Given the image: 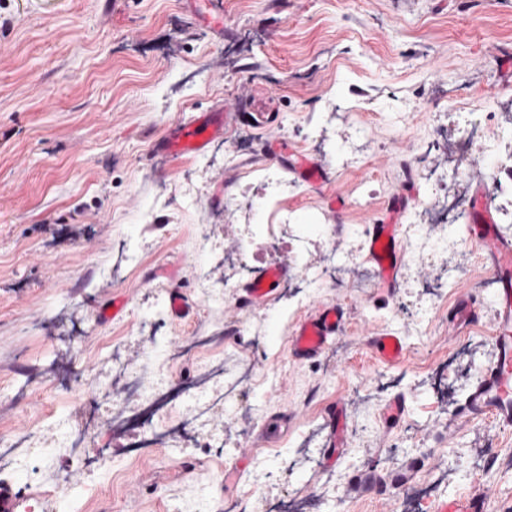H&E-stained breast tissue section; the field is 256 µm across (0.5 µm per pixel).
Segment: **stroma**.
I'll use <instances>...</instances> for the list:
<instances>
[{"label":"stroma","mask_w":512,"mask_h":512,"mask_svg":"<svg viewBox=\"0 0 512 512\" xmlns=\"http://www.w3.org/2000/svg\"><path fill=\"white\" fill-rule=\"evenodd\" d=\"M224 15L223 30L206 20ZM269 98L277 116L265 128L240 120L243 151L214 141L199 155L170 161L151 146L180 121L235 105L258 108ZM358 111H348L351 102ZM499 135L497 153L462 143L464 114ZM276 137L324 169L303 179L287 154L267 152ZM512 0H0V437L23 434L46 413H77L100 389L92 376L100 347L120 337L130 368L146 354L134 331L137 308L157 292L181 288L191 307L183 319L154 322L158 335L198 336L231 369L274 372L272 387L243 391L241 410L218 421L224 446L211 460L151 444L181 414H140L124 432L104 427L111 472L91 477L64 469L59 481L4 471L0 485L41 491L68 505L83 491L82 512H165L168 499L203 484L213 512L233 500L240 512H272L282 500L295 512H431L440 500L489 489L488 512H512V431L492 418L459 423L455 415L493 359L492 322L455 333L448 312L469 291L492 312V280L467 222L434 228L450 247L447 263L405 254L408 277L386 291L375 274L320 280L305 311L342 303L343 336L315 363H301L288 343L297 315L279 298L237 310L243 288L225 285V251L254 266L277 265L289 277L335 252L343 264L369 263L368 226L398 196L396 215L411 224L417 206L472 180L497 173L502 190L491 214L512 238ZM279 173L287 189L278 205L307 236L269 254L246 227L265 223L273 205L262 176ZM366 191L373 208L352 202ZM221 242L206 248L202 236ZM139 260L113 275L123 246ZM207 275L225 293L217 312L202 308L194 280ZM449 277L435 302L426 282ZM117 316H104L112 300ZM386 330L404 345L395 362L378 358L364 326ZM79 378L71 389L65 378ZM404 396L402 422L386 421L393 397ZM260 403L254 417L244 408ZM342 404L346 443L327 465L325 412ZM284 419V438L303 424L318 430L317 477L271 464L258 475L249 459L236 482L224 469L242 449L266 446V421ZM434 455L387 502L354 493L349 474L374 467L382 478Z\"/></svg>","instance_id":"stroma-1"}]
</instances>
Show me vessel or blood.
Here are the masks:
<instances>
[{
  "label": "vessel or blood",
  "instance_id": "1",
  "mask_svg": "<svg viewBox=\"0 0 512 512\" xmlns=\"http://www.w3.org/2000/svg\"><path fill=\"white\" fill-rule=\"evenodd\" d=\"M237 110L219 108L207 118L191 119L179 123L170 137L157 141L155 152L177 159L189 154H199L213 141L223 139L226 131L236 124ZM483 182L473 185V210L475 222L468 235L481 248L494 270L499 288L496 292L492 318V344L494 361L471 387L464 405L459 410L462 418L471 420L490 417L505 430L512 429V240L506 239L494 223L483 204ZM370 247L374 251L382 287L391 288L403 258V244L397 238V227L391 220H378L369 230ZM258 287L247 289L239 304L256 307L269 300L277 290L279 278L269 277L267 270H260ZM481 308L471 296L460 297L448 319L452 330H459L478 321ZM347 324V311L342 304L322 305L303 318L290 338V351L294 359L315 362L327 346L342 335ZM370 344L380 358L395 361L402 357L400 340L383 331H370ZM423 461H411L405 472L383 479L374 472L362 471L349 478L354 491L376 489L382 499H389L393 489L399 488L409 477L421 471ZM489 496L484 492L464 494L443 501L436 512H487Z\"/></svg>",
  "mask_w": 512,
  "mask_h": 512
}]
</instances>
